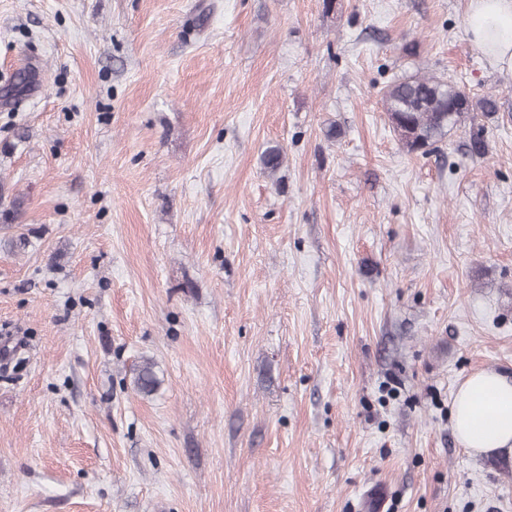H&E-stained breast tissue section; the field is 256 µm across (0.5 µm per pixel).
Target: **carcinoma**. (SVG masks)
<instances>
[{"label": "carcinoma", "mask_w": 512, "mask_h": 512, "mask_svg": "<svg viewBox=\"0 0 512 512\" xmlns=\"http://www.w3.org/2000/svg\"><path fill=\"white\" fill-rule=\"evenodd\" d=\"M383 106L403 147L410 154L428 153L443 141L448 132L469 126V146L473 154L484 150L485 127L481 120L499 111L492 94L472 95L458 82L426 76L419 72L402 75L387 86ZM284 159L283 148H267L261 157L264 169L276 173ZM136 392L149 395L159 386L154 363L146 360L134 377Z\"/></svg>", "instance_id": "cac0c4a2"}]
</instances>
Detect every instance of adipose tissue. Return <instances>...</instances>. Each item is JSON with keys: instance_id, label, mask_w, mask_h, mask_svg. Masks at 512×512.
Listing matches in <instances>:
<instances>
[{"instance_id": "adipose-tissue-1", "label": "adipose tissue", "mask_w": 512, "mask_h": 512, "mask_svg": "<svg viewBox=\"0 0 512 512\" xmlns=\"http://www.w3.org/2000/svg\"><path fill=\"white\" fill-rule=\"evenodd\" d=\"M471 43L494 63L512 64V0H468ZM459 444L476 455L512 448V378L495 370L471 374L453 398Z\"/></svg>"}]
</instances>
